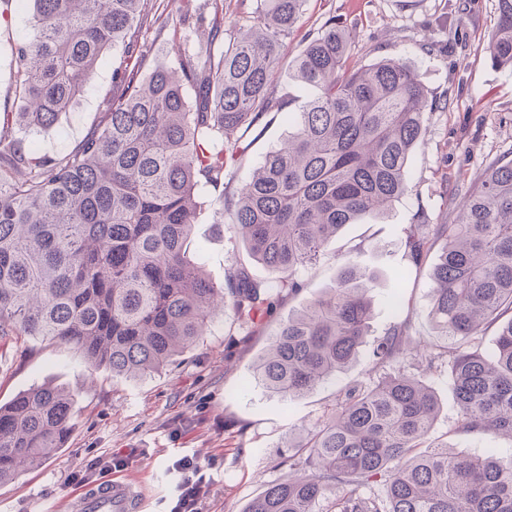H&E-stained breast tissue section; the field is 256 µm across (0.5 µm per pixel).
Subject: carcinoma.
Masks as SVG:
<instances>
[{
    "label": "carcinoma",
    "instance_id": "obj_1",
    "mask_svg": "<svg viewBox=\"0 0 512 512\" xmlns=\"http://www.w3.org/2000/svg\"><path fill=\"white\" fill-rule=\"evenodd\" d=\"M30 2L34 36L17 47L22 105L0 119V338L73 349L114 379L146 377L194 347L228 300L244 324L270 317L345 225L387 216L405 194L435 105L403 61L351 66L352 32L331 19L292 62L317 95L288 113V141L224 199L249 134L289 103L276 96L279 45L306 0H254L257 23L228 39L224 0H211L206 15L188 10L180 24L199 18L218 49L147 76L139 33L153 0ZM497 9L485 51L512 67V0ZM119 43L112 93L72 151L41 157L10 134L11 120L56 125ZM207 187L221 192L245 249L222 286L187 250ZM403 246L415 265L438 250L431 313L444 342L415 344L405 321L388 329L372 352L379 378L340 392L327 418L291 444L288 474L245 512H512V456L425 446L439 405L410 372L448 370L456 432L512 438V160L492 163L463 192L453 223L432 224L418 209ZM251 260L271 278H253ZM376 280L348 258L333 288L280 324L254 379L292 400L344 372L368 336ZM491 325L487 354L479 345ZM74 414V395L50 383L1 405L0 484L64 448ZM377 482L383 497L372 492Z\"/></svg>",
    "mask_w": 512,
    "mask_h": 512
}]
</instances>
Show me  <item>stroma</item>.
Segmentation results:
<instances>
[{
  "label": "stroma",
  "instance_id": "stroma-1",
  "mask_svg": "<svg viewBox=\"0 0 512 512\" xmlns=\"http://www.w3.org/2000/svg\"><path fill=\"white\" fill-rule=\"evenodd\" d=\"M169 26L149 30L145 70L177 66L184 50L206 40L204 26L173 31L182 0H159ZM497 0H306L304 13L279 48L277 85L288 92L287 110L273 114L249 137L250 146L232 170L233 185L249 178L266 154L293 130L289 113L298 111L315 90L294 79L293 58L328 19L353 32L349 53L361 65L385 57L402 59L434 96L422 141L407 166V193L387 217L363 216L329 241L319 264L302 273V290L283 301L265 321L239 329L233 307L215 315L199 343L160 373L138 380H116L93 369L78 352L31 339L0 340V404L31 386L51 382L68 387L76 401L69 442L63 451L0 486V512H67L75 489L71 472L89 461L121 450L131 452L124 479L143 486V512H170L173 485L168 465L173 454L214 459L204 512H245L267 485L281 478L288 451L286 437H299L319 422L337 393L356 380L374 376L371 343L402 321L422 342L437 338L431 319L433 258L411 266L401 243L404 227L418 208L441 220L445 193H456L479 178L496 160L512 159V67L493 65L482 52L497 22ZM31 6L0 0V113L16 111L14 75L18 44L33 34ZM122 48L110 50L90 84L69 112L50 129L13 128L38 155L58 157L71 151L92 130L101 102L112 88V62ZM211 192L192 230L191 248L208 276L223 283L224 270L242 246ZM367 242L360 263L378 275L372 293L370 332L359 355L336 381L288 401L253 378V366L279 322L333 285L345 256ZM440 411L428 436L431 447L463 455L496 450L512 455V440L494 434L463 435L454 430L457 404L447 374L428 377Z\"/></svg>",
  "mask_w": 512,
  "mask_h": 512
}]
</instances>
